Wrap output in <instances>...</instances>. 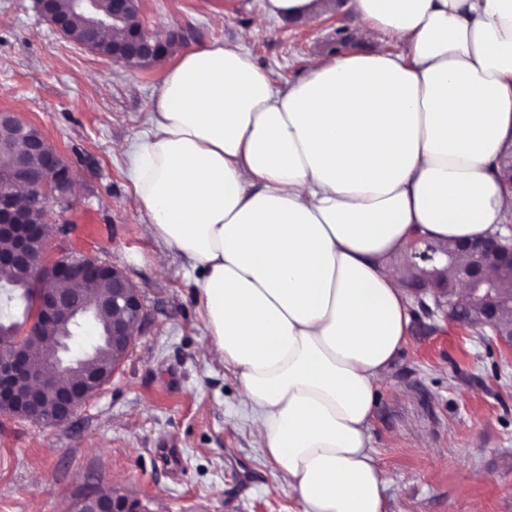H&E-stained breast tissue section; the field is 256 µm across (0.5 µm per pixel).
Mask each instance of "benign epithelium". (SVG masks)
Instances as JSON below:
<instances>
[{
  "mask_svg": "<svg viewBox=\"0 0 512 512\" xmlns=\"http://www.w3.org/2000/svg\"><path fill=\"white\" fill-rule=\"evenodd\" d=\"M96 0H74L77 8L92 16L96 29L103 33L110 22L124 17L135 0H112V19L94 15ZM39 12L58 33H64L68 19L57 13L56 0H36ZM162 41L153 34L135 33L120 43L112 53V60L128 63L154 61L158 58ZM15 125L16 133L25 138L26 155L15 158L7 173L8 181L26 189V197L49 210L52 206H67L72 197L74 177L71 168L59 151L51 147L40 132L31 131L32 125L3 113ZM35 155L41 165L33 168L26 156ZM69 227H58L44 222L31 223L16 200L0 195V240L10 242L7 249L0 248V279L17 275L35 288L34 306L26 323L18 328L21 336H32L38 326L72 322L78 318L93 319L98 304L89 302L73 285L80 282L93 284L104 278L111 281L112 327L107 339L117 359V368L129 353L135 335L145 321V310L140 294L127 275L116 265L93 258L73 261L53 253L48 246L51 235H66ZM413 257L414 276L410 281L412 294L431 297L434 309L466 329L473 320L492 333L491 340L512 349V334L500 329V319L512 314V289L501 287L498 274L512 272V235L497 231L479 235L466 246L468 260L454 267L448 276V254L442 247L426 238L407 243ZM494 274H489V271ZM73 337L59 338L50 366L37 361V348L17 344L0 352V406H7L18 415L32 418L46 426L68 424L79 406L96 394L104 385L101 374L89 371L78 384L62 387L60 379L72 371L90 365L88 356L71 354ZM82 497L93 505L90 512H141L131 498L109 499L105 493L89 484Z\"/></svg>",
  "mask_w": 512,
  "mask_h": 512,
  "instance_id": "benign-epithelium-1",
  "label": "benign epithelium"
}]
</instances>
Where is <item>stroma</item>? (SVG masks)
Instances as JSON below:
<instances>
[{
	"mask_svg": "<svg viewBox=\"0 0 512 512\" xmlns=\"http://www.w3.org/2000/svg\"><path fill=\"white\" fill-rule=\"evenodd\" d=\"M266 0H140L149 31L181 48L240 45L279 87L337 35L358 47L346 0L313 18L266 15ZM57 33L35 0H0V113L36 125L75 177L65 250L109 261L139 289L147 324L72 421L0 411V512H72L85 485L138 497L144 512H301L254 443L237 375L209 352L192 262L166 250L134 192L130 152L148 127L166 64L128 70ZM165 263H158V255ZM407 342L375 387L372 456L387 512H512V350L411 301ZM177 455L178 467L165 458Z\"/></svg>",
	"mask_w": 512,
	"mask_h": 512,
	"instance_id": "stroma-1",
	"label": "stroma"
}]
</instances>
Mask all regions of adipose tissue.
Segmentation results:
<instances>
[{
  "label": "adipose tissue",
  "instance_id": "1",
  "mask_svg": "<svg viewBox=\"0 0 512 512\" xmlns=\"http://www.w3.org/2000/svg\"><path fill=\"white\" fill-rule=\"evenodd\" d=\"M347 7L372 51L284 88L239 46L182 53L132 151L130 204L201 269L210 352L302 512H386L374 385L410 323L389 255L512 222V0Z\"/></svg>",
  "mask_w": 512,
  "mask_h": 512
}]
</instances>
